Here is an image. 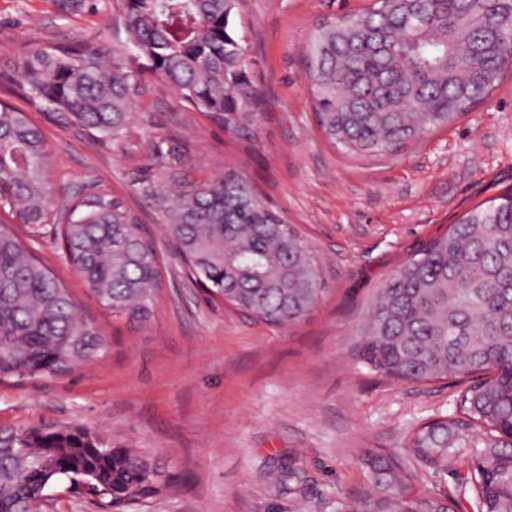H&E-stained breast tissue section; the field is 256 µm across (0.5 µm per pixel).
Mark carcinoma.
<instances>
[{
	"label": "carcinoma",
	"mask_w": 512,
	"mask_h": 512,
	"mask_svg": "<svg viewBox=\"0 0 512 512\" xmlns=\"http://www.w3.org/2000/svg\"><path fill=\"white\" fill-rule=\"evenodd\" d=\"M243 0H118L126 39L35 47L16 65L19 95L104 148L129 153L131 108L149 72L238 141H254L266 100L233 30ZM512 55V0H374L316 24L302 54L316 122L348 155H394L481 103ZM134 193L165 226L207 296L270 325L304 320L327 293L317 257L238 168L195 181L188 145L145 133ZM48 150L25 112L0 101V207L50 224L67 261L112 317H154L158 254L138 217L91 182L52 209ZM96 322L34 248L0 224V383L74 373L105 347ZM395 381L470 378L458 413L409 435L402 455L368 449L350 512H459L419 487L408 458L455 465L475 512H512V193L468 211L377 288L351 343ZM83 481L104 512H133L172 486L161 463L83 427L0 429V512H32L50 486Z\"/></svg>",
	"instance_id": "obj_1"
}]
</instances>
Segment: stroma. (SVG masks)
Listing matches in <instances>:
<instances>
[{"instance_id":"35a3bbf8","label":"stroma","mask_w":512,"mask_h":512,"mask_svg":"<svg viewBox=\"0 0 512 512\" xmlns=\"http://www.w3.org/2000/svg\"><path fill=\"white\" fill-rule=\"evenodd\" d=\"M371 2L244 0L234 27L267 98L252 153L154 76L134 108L130 143L152 129L176 132L191 146V177L238 165L299 227L327 270L329 292L296 325L258 322L206 299L157 213L132 194L137 151L112 153L30 112L48 147L55 204L100 179L153 238L162 283L151 322L113 320L51 234L15 225L106 345L73 374L1 383L0 428L83 426L151 453L174 484L141 512H345L365 481L364 449L400 453L414 429L455 412L454 380L380 378L350 343L399 264L478 204L512 191V67L486 101L401 153L349 158L315 123L301 55L319 20ZM124 37L116 0H0V100L23 104L12 79L25 49Z\"/></svg>"}]
</instances>
